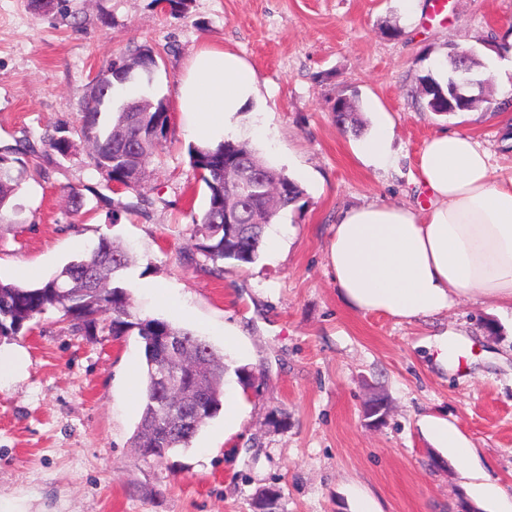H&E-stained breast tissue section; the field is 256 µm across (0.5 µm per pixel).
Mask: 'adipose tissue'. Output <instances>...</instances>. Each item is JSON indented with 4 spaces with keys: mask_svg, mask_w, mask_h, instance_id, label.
<instances>
[{
    "mask_svg": "<svg viewBox=\"0 0 512 512\" xmlns=\"http://www.w3.org/2000/svg\"><path fill=\"white\" fill-rule=\"evenodd\" d=\"M260 97L251 66L216 47L193 56L177 93L196 143L211 146ZM393 138V125L379 115L360 146L363 162L389 168ZM418 174L426 207L369 202L338 212L328 261L340 301L403 321L441 315L463 298L512 314V175H495L470 134L448 130L428 140ZM422 422L435 448L463 462L473 457L447 419Z\"/></svg>",
    "mask_w": 512,
    "mask_h": 512,
    "instance_id": "obj_1",
    "label": "adipose tissue"
}]
</instances>
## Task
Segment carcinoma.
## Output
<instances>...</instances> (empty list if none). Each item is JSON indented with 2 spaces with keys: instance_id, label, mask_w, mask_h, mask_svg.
I'll return each mask as SVG.
<instances>
[{
  "instance_id": "1",
  "label": "carcinoma",
  "mask_w": 512,
  "mask_h": 512,
  "mask_svg": "<svg viewBox=\"0 0 512 512\" xmlns=\"http://www.w3.org/2000/svg\"><path fill=\"white\" fill-rule=\"evenodd\" d=\"M154 54L148 44H134L110 61L112 77L131 83L119 68L122 58L138 52ZM449 81L431 76L420 80L418 98L429 112H444L448 103ZM137 111L129 112L123 99L107 95L98 101L85 96L82 106V133L89 145L93 167L109 181H118L135 195V201L113 203V214L140 209L153 204L145 179L130 176L135 166L147 168L151 159L165 148L169 115L165 99L142 95L135 99ZM43 141L60 156L69 155L73 142L65 130L46 131ZM36 154L30 141L0 148V223L11 222L17 215L14 203L24 174L26 158ZM238 157L256 164L262 177L255 179L244 172L224 176V159ZM191 166L207 191V206L192 216L196 248L213 265L231 261L238 265L255 263L261 254L267 227L304 194L298 182L269 167L259 153L244 143L224 140L215 147L189 146ZM244 198L262 215L260 224L241 227L224 224L220 211L224 202ZM129 252L106 236L98 237L83 255L67 262L54 275L32 286L0 281V337L23 336L30 323L49 311H58L73 321V326L89 329L96 316L112 312V335L134 332L144 343V390L140 419L132 436L134 447L145 462H160L176 449L191 447L202 427L215 418L224 399V356L203 336L168 320L142 316L132 310L131 293L125 287L124 272L129 268ZM162 336H178L185 351L201 360L202 369L191 376L190 384L201 379L206 384L204 419L197 425L180 424V415L156 402L158 383L156 364L164 353Z\"/></svg>"
}]
</instances>
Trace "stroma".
<instances>
[{"mask_svg":"<svg viewBox=\"0 0 512 512\" xmlns=\"http://www.w3.org/2000/svg\"><path fill=\"white\" fill-rule=\"evenodd\" d=\"M423 6L411 22L398 0H186L179 13L158 0H60L47 10L0 0V146L26 138L45 152L40 138L54 125L75 145L54 157L47 178L22 182V213L0 224V279L38 283L107 235L134 256L125 281L138 313L218 348L225 324H238L247 350L240 363L253 379L236 432L225 434L216 417L188 451L147 463L131 446L143 390L138 336L113 335L107 313L86 332L46 313L30 333L0 341L24 361L17 377L0 381L1 497L19 499L24 512H254L258 493L274 485L277 512H351L359 489L381 512H456L469 478L483 474L512 494V318L466 299L413 322L362 315L339 300L328 265L341 208L426 204L418 161L439 131L469 133L496 174L512 175L505 112L440 115L414 97L449 44L479 61L503 51L512 0H448L439 14L433 0ZM133 42L158 54L150 91L168 103L167 147L148 166L156 204L116 214L111 183L90 164L80 103ZM206 46L232 49L254 69L262 99L239 114L237 138L265 125L268 139L256 149L305 191L273 224L276 247L220 273L194 247L191 216L207 198L177 101L180 78ZM350 95L360 127L344 132L334 105ZM376 103L395 132L385 170L357 157ZM72 189L84 199L77 213ZM442 334L457 368L434 362ZM379 396L387 415L373 424L364 412ZM425 415L455 424L474 457L461 462L434 448L419 424Z\"/></svg>","mask_w":512,"mask_h":512,"instance_id":"35a3bbf8","label":"stroma"}]
</instances>
